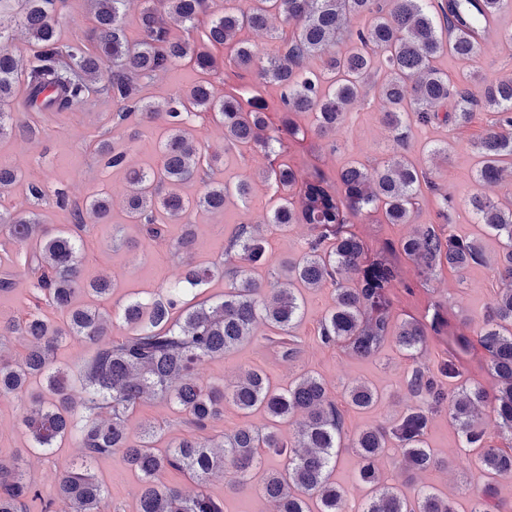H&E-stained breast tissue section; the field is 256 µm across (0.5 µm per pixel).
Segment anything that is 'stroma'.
Returning a JSON list of instances; mask_svg holds the SVG:
<instances>
[{
  "mask_svg": "<svg viewBox=\"0 0 512 512\" xmlns=\"http://www.w3.org/2000/svg\"><path fill=\"white\" fill-rule=\"evenodd\" d=\"M57 26L64 42L86 39L93 26L88 0H61L56 15ZM199 74L190 60H182L174 69L155 77L146 86L152 101L160 102L175 94H185L198 80ZM116 107L108 99H94L71 111L56 115L49 112L15 114V121L35 127L37 136L29 140L15 134L0 137V165L21 171L23 183L13 186L0 198V213L37 210L42 227L54 231L58 225L68 223L66 211L53 201L34 202L26 194L25 183L41 180L49 189H64L70 198L85 202L100 192L107 193L111 212L108 218L89 221L83 235L85 258L82 276L91 280L109 276L116 282L112 296L105 301L108 312L114 313L135 292L158 293L161 288L178 281L185 261L209 267L224 258V242L241 218H249L262 225L268 240L273 264H280L300 256L309 234L303 224L280 230L269 224L271 193L256 176L267 166L263 153L238 152L229 149L220 131L212 126L196 128V135L207 145L209 153L219 155L224 162L223 177L237 180L254 177L252 198L248 208L231 207L224 213L211 215L195 213L190 222L195 232V247L190 256L175 254L170 247L184 231L183 225L168 227L167 239L153 242L145 238L140 227L126 223L122 210L126 193L123 173L106 168L98 160L95 146L101 133L108 128V119ZM382 108L373 95L363 97L348 112L342 127L336 132L335 144L308 136L298 140L283 136L282 142L290 163L304 172L322 173L328 183H335L338 170L348 161L357 159L374 165L392 156L396 150L389 131L382 123ZM491 116L477 111L470 124L464 127L430 126L412 127L409 134V155L421 166L432 170L442 192L448 194L454 205L451 230L460 236L482 237L488 254H495L498 244L491 237L482 236L468 206L469 197L479 186L472 179L475 162L470 142L481 134ZM125 130H138L132 143L131 156L139 165L158 163V140L163 133L160 121L144 122L139 115L125 123ZM450 143L448 154L433 156L427 144ZM436 209L421 203L408 224H381L376 216H357L353 219L357 231L366 236L371 247H379L385 240L395 239L411 232L414 225L436 223ZM404 276L412 291L404 287L394 290V313L404 318L423 317L428 306L442 304L455 313L453 329L461 325L476 327L485 307L491 302L495 283L487 269H470L465 277L450 270H442L428 282H421L412 263H405ZM305 315L297 329L300 350L296 359L283 360L262 337L221 357L207 359L196 367L198 376L224 384H231L247 369L259 368L266 372L273 385L287 384L299 373L312 370L322 376L334 392L358 380H367L385 388L388 400L368 414H349L347 427L356 431L367 424L385 422L399 415L407 405L403 380L407 363L393 347H385L373 359H358L338 351L323 348L316 336L317 321L330 306L331 290L304 291ZM43 295L29 286L27 277H19L15 288L0 291V319H22L28 313H49ZM27 396L0 398V458L9 460L21 455L25 467L43 496L54 497V473L58 466L78 458L76 438L63 441L60 448L49 454H34L29 450L28 435L22 424ZM163 428L165 439L182 437L184 426L169 403L155 399L141 404L129 416L127 425L131 433H140L146 424ZM427 440L443 468L416 477L415 486L431 484L456 501L460 512H466L477 484L467 451L462 448L456 433L448 424L447 416L436 417L427 434ZM91 470L105 485L106 512H135L139 490L137 477L126 467L121 455L96 460ZM209 492L224 501V512H271L270 505L253 486L240 490L226 488L223 480L209 483Z\"/></svg>",
  "mask_w": 512,
  "mask_h": 512,
  "instance_id": "35a3bbf8",
  "label": "stroma"
}]
</instances>
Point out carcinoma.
I'll return each instance as SVG.
<instances>
[{
  "label": "carcinoma",
  "instance_id": "cac0c4a2",
  "mask_svg": "<svg viewBox=\"0 0 512 512\" xmlns=\"http://www.w3.org/2000/svg\"><path fill=\"white\" fill-rule=\"evenodd\" d=\"M57 2L0 0V103L12 99L20 85L26 111L68 112L96 97L120 105L112 127L101 134L97 154L105 167L125 174L123 207L130 223L140 225L150 240L163 241L165 224L194 210L221 214L234 200L247 206L251 181L215 180L220 158L207 154L194 136L191 125L197 122L222 130L231 145L264 152L263 180L276 200L268 223L305 224L311 232L304 253L264 284L253 272L272 263L267 242L259 225L242 220L227 238L224 264L203 268L190 262L165 291L127 300L119 320L128 334L114 338L112 316L77 301L81 293L106 300L115 288L110 278L82 282L83 206L56 192V205L70 223L54 235L40 229L34 214L0 213V232L18 247V262L33 275V287L62 316L60 324L37 314L0 322V336L19 333L27 341L21 356L0 346V397L27 392L33 380L45 382L41 390L27 392L23 424L33 451L50 453L78 435L81 464L65 463L55 471L68 512H105V487L90 463L116 453L140 480L137 512H224V502L206 486L223 478L237 490L257 475L259 492L275 512H346L347 491L332 478L346 441L357 459L354 480L365 489L360 512H458L434 486L411 495L381 467L389 457L410 475L440 466L426 435L443 413L461 447L473 452L478 494L468 512H500L499 483L512 479V207L487 192L469 199L477 224L498 243L492 259L480 239L447 231L446 195L438 211L443 223L418 224L375 249L350 230L349 217L375 213L383 224L410 223L424 191H438L408 156L411 126L465 125L478 109L494 119L473 142L475 181L490 189L512 177V79L487 80L475 70L481 42L495 37L512 45V29L496 27L506 0H249L245 8L226 6L213 16L200 43L173 37L169 20L196 28L207 16L209 0H145L135 41L127 36L129 0H93L88 45L61 41ZM359 20L363 24L354 26ZM16 24L37 45L24 69L9 44ZM244 29L269 34L279 42L277 53L266 57L238 38ZM223 47L232 49L226 65L214 54ZM445 53L467 68V86L455 85L437 66ZM186 58L203 78L182 97L147 100L144 82ZM313 60L318 67L309 66ZM370 91L383 104L382 122L399 151L374 166L346 163L338 171L341 193L321 173L305 176L272 149L268 112H280L294 138L310 132L330 138ZM134 111L162 120L161 161L155 167L130 163V142L138 132L112 134ZM301 114L308 125L297 123ZM12 120L13 113L0 111L1 135L36 134L31 125ZM192 181L201 184L197 196L182 191ZM402 257L426 278L444 268L462 274L484 267L497 283L476 340L450 337L432 366L425 358L429 333L443 334L450 319L439 304L425 322L394 317L392 288L401 283L410 288L403 283ZM216 274L227 280L224 299L189 303L187 296ZM327 285L333 287V303L316 327L322 347L368 359L391 343L410 361L404 378L410 404L399 416L350 436L346 414L368 413L383 400L368 381L346 386L336 398L325 379L310 371L284 387L271 386L259 368L246 370L230 388L196 375L200 361L223 356L261 327L282 358L294 359L296 328L305 314L302 289ZM71 338L93 347L74 376L55 366L58 348ZM475 342L489 361V388L463 382L461 354ZM157 397L174 404L186 427V434L164 448L157 446L160 428L149 424L133 435L126 427L138 405ZM228 406L243 415L260 413L266 423L239 426L215 445L203 434L224 419ZM265 456L284 458L283 467L264 470ZM171 471L188 475L200 491L185 496L165 484L162 478ZM35 504L41 512L53 507L26 477L19 458L11 465L0 460V512H30Z\"/></svg>",
  "mask_w": 512,
  "mask_h": 512
}]
</instances>
